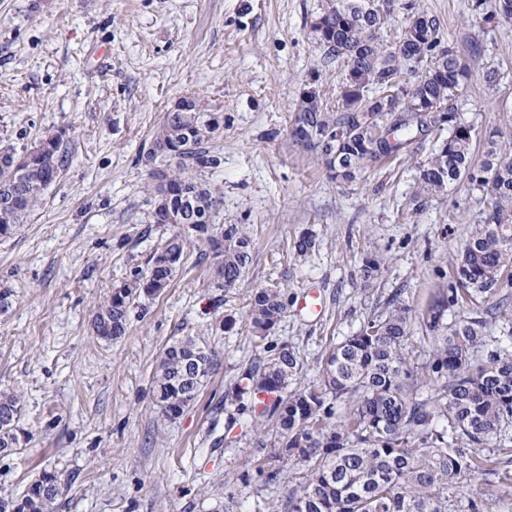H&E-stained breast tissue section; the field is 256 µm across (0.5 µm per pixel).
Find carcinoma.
Here are the masks:
<instances>
[{
  "mask_svg": "<svg viewBox=\"0 0 512 512\" xmlns=\"http://www.w3.org/2000/svg\"><path fill=\"white\" fill-rule=\"evenodd\" d=\"M469 12L476 25L490 27L512 20V0H470ZM312 32L324 59L344 70L335 107H325L318 96L300 99L291 119L293 142L316 152L331 179L351 183L433 130L440 144L420 165L413 205L423 206L465 177L486 197L483 223L465 241L453 281L423 313L436 342L428 361L411 364V308L394 301L328 353L320 384L288 390L300 361L282 344L245 375L238 398L260 408L274 426L276 440L260 467L265 479L277 480L280 463L289 459L307 467L309 478L288 494L285 512H447L448 484L479 468L483 449L497 443L509 451L502 440L512 426V353L490 345L481 318L452 326L444 320L448 309L492 296L512 270V160L498 151V130L489 132V148L475 160L479 134L451 103L471 72L444 46L439 20L415 0H394V9L384 11L373 0H322ZM221 127L201 108L164 113L146 162L161 180L153 202L170 212L172 234L146 269L134 271L97 307L92 326L99 338L127 334L136 301L170 286L190 241L207 246L201 256L212 287L233 288L243 280L253 251L247 226L214 224L218 199L194 177L219 163L207 144ZM66 165L52 136L21 152L0 149V238L16 233ZM288 305L285 288L251 289L253 336L264 340ZM213 365V351L193 336L164 348L152 384L166 418L195 401ZM421 382L431 384L432 393L417 396ZM342 401L350 409L335 422V405ZM22 411L20 396L0 392V452L28 443L29 433L18 426ZM59 493L58 475L45 471L23 496L0 494V512L5 505L15 512H53Z\"/></svg>",
  "mask_w": 512,
  "mask_h": 512,
  "instance_id": "cac0c4a2",
  "label": "carcinoma"
}]
</instances>
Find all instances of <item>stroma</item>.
I'll use <instances>...</instances> for the list:
<instances>
[{
  "label": "stroma",
  "instance_id": "stroma-1",
  "mask_svg": "<svg viewBox=\"0 0 512 512\" xmlns=\"http://www.w3.org/2000/svg\"><path fill=\"white\" fill-rule=\"evenodd\" d=\"M436 16L472 79L457 98L476 132L512 134V22L481 29L469 0H416ZM320 0H0V144L16 150L61 137L69 158L13 237L0 239V391L21 396L32 434L0 459V488L22 496L43 471L59 476L54 512H283L307 476L286 462L278 482L260 470L262 430L237 421L243 375L268 348L288 345L318 383L326 353L380 315L389 300L422 315L446 287L469 233L483 220L467 180L412 209L417 166L435 136L330 180L318 156L293 143L290 115L311 74L334 104L341 69L324 65L310 23ZM498 78L486 83L484 74ZM184 97L224 115L198 170L220 204L217 224L246 225L253 261L236 288L210 285L200 243L185 248L170 288L142 300L126 336H94L97 305L171 233L150 223L155 182L143 160L164 112ZM316 246L297 256L294 240ZM381 259L363 279L367 257ZM287 288L288 314L264 341L243 321L251 288ZM234 315L232 330L220 329ZM195 336L216 353L212 374L182 415L152 396L165 346ZM481 493L487 512H512V456L448 486V512Z\"/></svg>",
  "mask_w": 512,
  "mask_h": 512
}]
</instances>
